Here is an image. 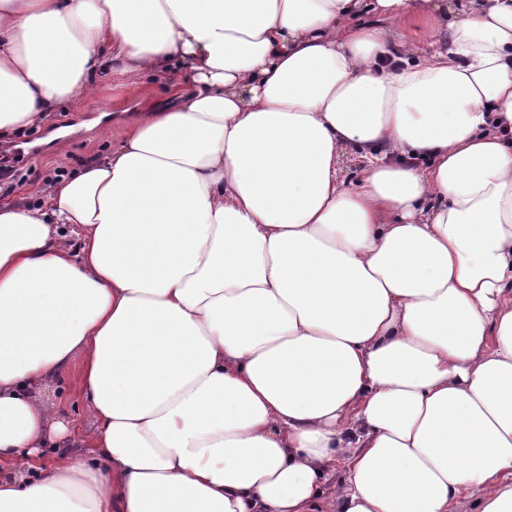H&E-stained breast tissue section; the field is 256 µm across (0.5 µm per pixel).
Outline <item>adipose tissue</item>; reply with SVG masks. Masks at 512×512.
<instances>
[{"mask_svg": "<svg viewBox=\"0 0 512 512\" xmlns=\"http://www.w3.org/2000/svg\"><path fill=\"white\" fill-rule=\"evenodd\" d=\"M161 77L0 201V512H512V0H0V141ZM172 103L173 99L164 80H158L156 84H149L146 88L131 90L112 87V82L98 84L93 92L76 106H64L56 112H51L48 119L39 129H31L17 135L10 142L1 141L0 147L8 145H21L24 142L33 141L31 144L50 142L51 137L58 131H65L68 143L69 158L66 165H62L55 151V141L47 153L30 155L22 159V180L13 181L10 191L3 186L6 180L15 176V167L11 156V147L0 150V200L11 197L19 188L25 187L34 190L37 186L56 177L58 170L66 174L69 168L81 167L92 163L103 156L112 146V140L117 138L121 124L118 121L132 119L136 112H142L156 103ZM113 114V116H112ZM110 115L107 122L102 118ZM113 117V120H112ZM116 117V118H115ZM63 127L49 133L54 127ZM75 128L84 129L85 132L75 137H69L70 131ZM81 368V360L75 358L68 367L63 380L55 386V394L52 396L57 399L64 413L71 417L81 418L84 416L81 393L78 386V375ZM77 425L84 430L91 429L90 422L87 418H81Z\"/></svg>", "mask_w": 512, "mask_h": 512, "instance_id": "ef3b65f1", "label": "adipose tissue"}]
</instances>
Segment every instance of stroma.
<instances>
[{"mask_svg": "<svg viewBox=\"0 0 512 512\" xmlns=\"http://www.w3.org/2000/svg\"><path fill=\"white\" fill-rule=\"evenodd\" d=\"M166 81L131 90L117 88L111 83L98 84L93 92L74 106H64L49 115L43 126L24 131L15 137V144L50 141L53 128L66 126L75 129V137L68 140L69 158L60 163L56 151L30 155L22 160L21 178L14 188L35 189L55 177L58 170L68 166L81 167L103 156L120 132V124L132 119L137 112L156 103L171 102Z\"/></svg>", "mask_w": 512, "mask_h": 512, "instance_id": "stroma-1", "label": "stroma"}]
</instances>
